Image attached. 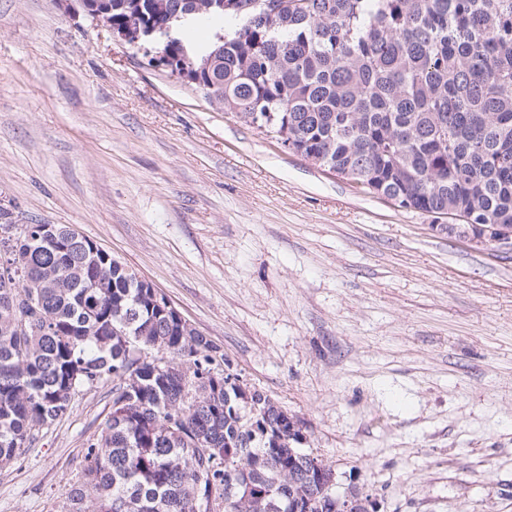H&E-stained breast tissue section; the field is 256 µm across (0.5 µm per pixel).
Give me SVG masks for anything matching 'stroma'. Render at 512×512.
Masks as SVG:
<instances>
[{"label": "stroma", "mask_w": 512, "mask_h": 512, "mask_svg": "<svg viewBox=\"0 0 512 512\" xmlns=\"http://www.w3.org/2000/svg\"><path fill=\"white\" fill-rule=\"evenodd\" d=\"M285 151L56 0H0V222L67 224L151 282L378 512H512V252ZM112 384L0 467L65 512Z\"/></svg>", "instance_id": "obj_1"}]
</instances>
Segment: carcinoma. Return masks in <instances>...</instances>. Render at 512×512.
Segmentation results:
<instances>
[{
	"mask_svg": "<svg viewBox=\"0 0 512 512\" xmlns=\"http://www.w3.org/2000/svg\"><path fill=\"white\" fill-rule=\"evenodd\" d=\"M112 0V27L177 16L237 27L198 50V81L222 107L303 150L319 165L421 212L512 228V0ZM39 284L16 302L13 280ZM125 340L114 334L129 312ZM161 364H137L135 349ZM218 350L159 308L106 252L65 224L0 244V464L71 409L80 388L112 381V413L92 440L68 512H197L199 486L231 490L222 512H334L333 490L310 473L308 453L271 406L252 435L234 386L209 377ZM192 363L190 375L177 367ZM137 366L139 384L125 373ZM181 411L179 433L167 430ZM248 449V478L235 453Z\"/></svg>",
	"mask_w": 512,
	"mask_h": 512,
	"instance_id": "carcinoma-1",
	"label": "carcinoma"
}]
</instances>
